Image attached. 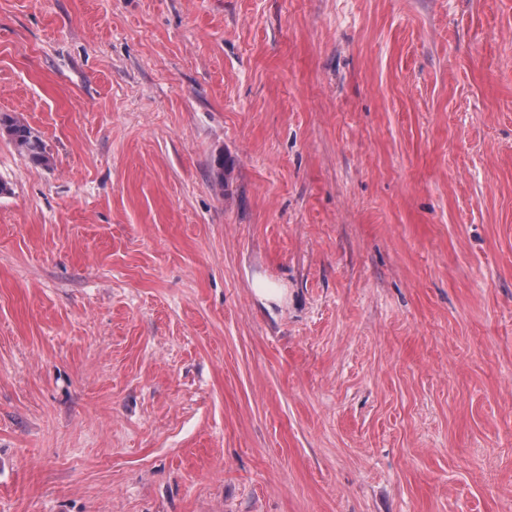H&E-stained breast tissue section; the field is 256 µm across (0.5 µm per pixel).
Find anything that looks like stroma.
I'll return each instance as SVG.
<instances>
[{
  "mask_svg": "<svg viewBox=\"0 0 512 512\" xmlns=\"http://www.w3.org/2000/svg\"><path fill=\"white\" fill-rule=\"evenodd\" d=\"M1 112L0 512H512V0H0ZM0 132H5L18 151L38 166L47 167L51 157L43 140L31 128L7 113H0Z\"/></svg>",
  "mask_w": 512,
  "mask_h": 512,
  "instance_id": "35a3bbf8",
  "label": "stroma"
}]
</instances>
